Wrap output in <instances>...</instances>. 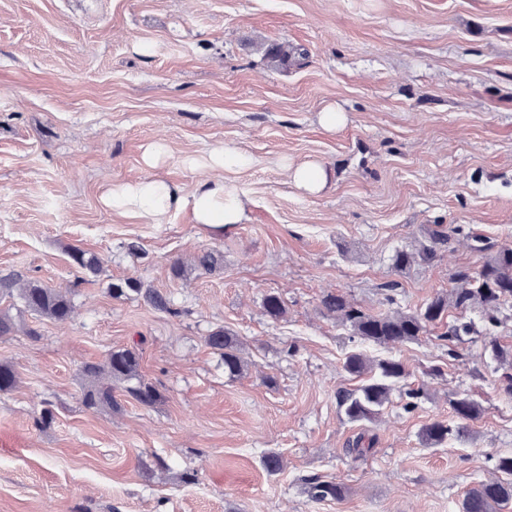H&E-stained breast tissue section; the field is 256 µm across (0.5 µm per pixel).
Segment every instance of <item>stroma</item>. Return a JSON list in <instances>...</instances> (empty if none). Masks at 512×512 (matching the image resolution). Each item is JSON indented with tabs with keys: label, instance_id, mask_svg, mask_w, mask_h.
<instances>
[{
	"label": "stroma",
	"instance_id": "35a3bbf8",
	"mask_svg": "<svg viewBox=\"0 0 512 512\" xmlns=\"http://www.w3.org/2000/svg\"><path fill=\"white\" fill-rule=\"evenodd\" d=\"M271 43L307 57L275 69ZM330 105L345 116L333 131L319 123ZM154 143L167 153L151 167ZM219 146L251 159L224 176L246 202L241 223L211 228L185 209L145 224L102 202L153 175L193 193ZM287 161L327 167L325 190L294 188ZM437 223L512 246V0H0V276L73 304L67 323L25 312L0 336L18 376L0 392V512H459L493 457L512 454V396L483 337L456 360L438 325L378 347L321 306L340 291L387 311L394 281L412 311L478 270L461 236L429 265L392 269L393 251ZM73 246L102 261L82 284ZM206 251L221 257L211 272L196 264ZM127 277L174 313L112 297ZM270 293L283 318L265 315ZM220 327L239 338V376L205 342ZM118 348L139 352L161 401L141 406L119 382L114 407L84 411L83 365ZM353 351L408 372L371 423L339 408L360 384L344 369ZM465 394L481 405L466 440L424 447L422 427L453 421ZM47 402L54 419L36 425ZM360 435L372 449L346 455ZM268 451L284 457L279 474L261 465ZM313 475L345 497L312 500Z\"/></svg>",
	"mask_w": 512,
	"mask_h": 512
}]
</instances>
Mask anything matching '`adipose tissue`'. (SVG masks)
Wrapping results in <instances>:
<instances>
[{"label": "adipose tissue", "mask_w": 512, "mask_h": 512, "mask_svg": "<svg viewBox=\"0 0 512 512\" xmlns=\"http://www.w3.org/2000/svg\"><path fill=\"white\" fill-rule=\"evenodd\" d=\"M104 202L146 224L161 223L169 214L188 209L195 223L228 226L241 222L245 208L243 198L224 181H203L188 196L179 184L156 177L114 185Z\"/></svg>", "instance_id": "obj_1"}]
</instances>
